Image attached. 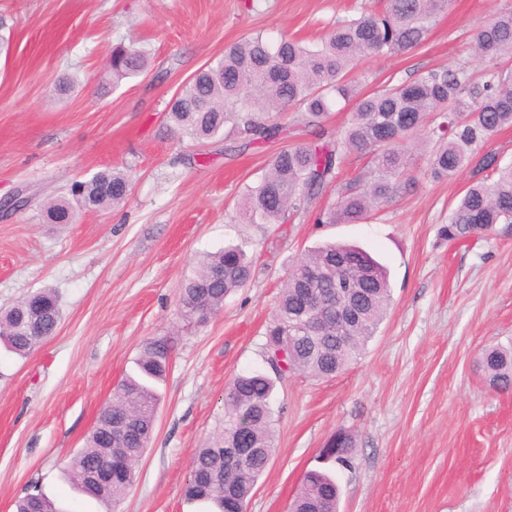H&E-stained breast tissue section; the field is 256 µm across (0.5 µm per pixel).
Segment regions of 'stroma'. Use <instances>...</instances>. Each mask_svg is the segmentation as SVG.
<instances>
[{"mask_svg": "<svg viewBox=\"0 0 512 512\" xmlns=\"http://www.w3.org/2000/svg\"><path fill=\"white\" fill-rule=\"evenodd\" d=\"M374 0H0V308L44 288L59 296L56 333L21 357L0 346V512L40 486L63 512H101L64 481L115 387L145 344L170 339L154 435L117 512H197L183 497L197 448L224 428V389L263 368L261 347L289 270L327 241L383 264L388 313L361 358L331 379L294 374L273 396L276 441L247 512H288L327 439L352 434V467L336 469L339 512H512V388H493L484 349L512 344V226L466 243L440 229L471 170L435 179L428 146L414 152L412 191L359 224H321L335 191L281 224H248L239 205L281 148L301 143L295 111L281 139L240 150L229 124L195 143L165 113L200 67L253 34L319 42L336 20ZM512 0H452L417 46L360 58L351 73L371 94L444 66L482 79L475 30ZM145 51L144 75L113 80L115 47ZM67 76L75 88L58 95ZM112 168L128 198L47 224V201ZM227 245L253 258L252 276L207 325L179 314L199 259Z\"/></svg>", "mask_w": 512, "mask_h": 512, "instance_id": "obj_1", "label": "stroma"}]
</instances>
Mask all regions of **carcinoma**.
<instances>
[{
	"label": "carcinoma",
	"mask_w": 512,
	"mask_h": 512,
	"mask_svg": "<svg viewBox=\"0 0 512 512\" xmlns=\"http://www.w3.org/2000/svg\"><path fill=\"white\" fill-rule=\"evenodd\" d=\"M449 0H384L380 11L363 10L336 22L318 44L305 45L282 37L271 43L258 34L224 52V59L200 68L169 103L166 119L173 132L195 142L217 136L235 120L245 146L262 145L281 135L272 113L299 111L298 122L310 142L276 152L268 171L243 200L244 218L252 224H276L288 212L322 195L332 186L348 157L370 158L353 182L336 188V201L319 214V224H355L392 202L415 184L409 174L410 141L419 130L433 142L428 158L431 176L450 178L472 165L482 180L468 185L448 216L441 233L450 242H467L497 224H512V163L500 165L485 151L494 134L512 126V69L490 67L485 81L471 82L464 67H443L399 82L381 92L360 96L349 75L356 61L368 55L402 51L418 45ZM472 50L493 61L512 54V6L494 13L473 34ZM112 77H134L147 69L141 50L119 47L110 61ZM354 100L349 124L327 137L323 118L338 100ZM129 177L105 169L71 187L73 200L50 201L44 218L67 224L73 205L100 209L125 201ZM252 261L239 246L229 245L205 256L181 288L183 316L205 324L224 306V298L244 287ZM350 278L358 288L353 306L358 317L343 329L321 324L320 336L304 331L314 319L336 305V279ZM390 305L387 272L362 250L326 243L307 252L288 276L272 320L262 355L266 371L237 375L224 394V431L198 449L191 461L185 498L206 512H237L246 506L257 480L274 453L273 391L276 383L301 372L329 378L345 370L362 354L386 317ZM60 310L54 291L26 296L0 314V343L26 356L58 329ZM287 352V367L276 366L277 349ZM171 346L166 339L143 348L135 374L122 380L103 408L84 448L74 454L64 473L82 496L112 507L133 487L136 465L149 444L159 405L156 384L166 378ZM480 367L495 386L512 385V346L484 351ZM327 445L342 448L330 459L348 468L355 440L342 434ZM247 448L233 459L229 453ZM112 461V485L89 483L91 469ZM340 489L327 470H309L290 512H338Z\"/></svg>",
	"instance_id": "obj_1"
}]
</instances>
